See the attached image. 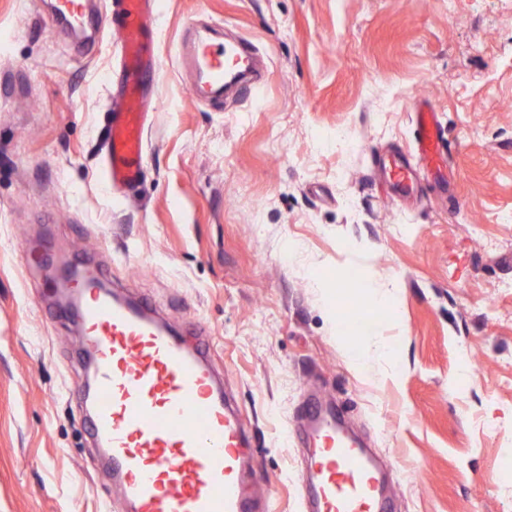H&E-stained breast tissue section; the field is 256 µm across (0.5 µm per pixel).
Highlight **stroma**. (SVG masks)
Returning a JSON list of instances; mask_svg holds the SVG:
<instances>
[{
  "label": "stroma",
  "instance_id": "35a3bbf8",
  "mask_svg": "<svg viewBox=\"0 0 512 512\" xmlns=\"http://www.w3.org/2000/svg\"><path fill=\"white\" fill-rule=\"evenodd\" d=\"M48 3L0 0V512L117 503L77 405V329L22 252L36 240L207 344L270 512H301L286 433L312 392L379 457L392 512H512V0H158L125 197L102 171L120 39L75 54ZM192 21L250 39L263 82L192 100ZM418 100L446 140L431 167ZM396 152L406 194L377 164ZM354 270L389 305L349 289ZM381 341L366 378L350 356Z\"/></svg>",
  "mask_w": 512,
  "mask_h": 512
}]
</instances>
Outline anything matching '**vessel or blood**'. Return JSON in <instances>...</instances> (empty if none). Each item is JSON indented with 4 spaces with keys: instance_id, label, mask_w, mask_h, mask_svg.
<instances>
[{
    "instance_id": "obj_1",
    "label": "vessel or blood",
    "mask_w": 512,
    "mask_h": 512,
    "mask_svg": "<svg viewBox=\"0 0 512 512\" xmlns=\"http://www.w3.org/2000/svg\"><path fill=\"white\" fill-rule=\"evenodd\" d=\"M50 8L67 30L82 31L79 51L92 49L106 26L121 39V102L110 114L103 173L113 187L133 186L144 163L146 85L161 78L150 0H113L107 24L91 18L87 0H52ZM253 52L249 41L218 42L188 28L179 55L192 74V96L257 85ZM418 120V152L427 158L442 134L426 110ZM71 267L72 298L60 314L82 328L81 399L122 512H269L252 468L253 436L204 352L84 258L73 257ZM301 420L305 512H386L375 460L343 430L341 413L310 399Z\"/></svg>"
}]
</instances>
